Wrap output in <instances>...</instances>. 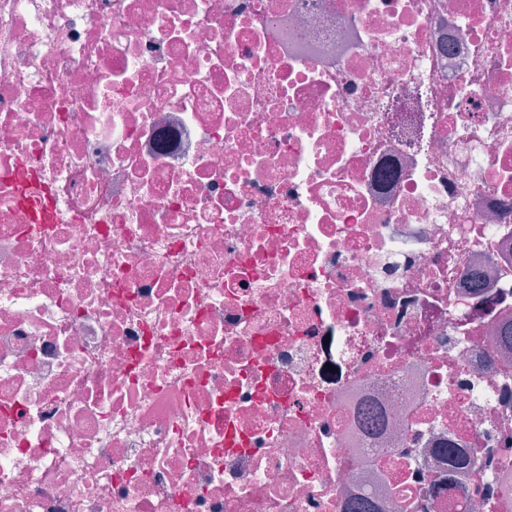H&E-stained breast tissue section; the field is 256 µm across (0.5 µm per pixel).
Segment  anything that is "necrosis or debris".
Wrapping results in <instances>:
<instances>
[{
    "mask_svg": "<svg viewBox=\"0 0 512 512\" xmlns=\"http://www.w3.org/2000/svg\"><path fill=\"white\" fill-rule=\"evenodd\" d=\"M511 330L512 0H0V512H512Z\"/></svg>",
    "mask_w": 512,
    "mask_h": 512,
    "instance_id": "necrosis-or-debris-1",
    "label": "necrosis or debris"
}]
</instances>
